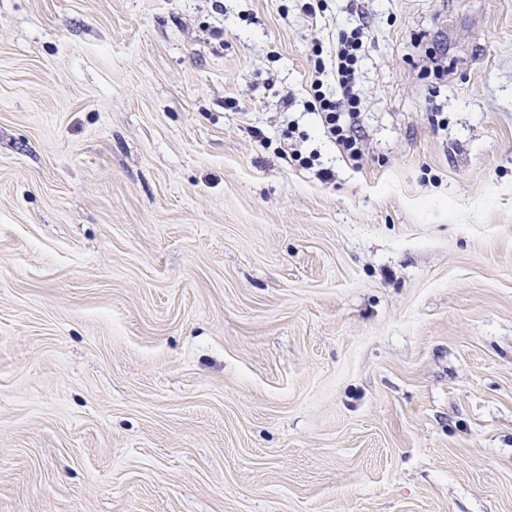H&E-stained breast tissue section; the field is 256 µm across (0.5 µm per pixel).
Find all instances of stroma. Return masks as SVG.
Returning a JSON list of instances; mask_svg holds the SVG:
<instances>
[{
  "label": "stroma",
  "mask_w": 512,
  "mask_h": 512,
  "mask_svg": "<svg viewBox=\"0 0 512 512\" xmlns=\"http://www.w3.org/2000/svg\"><path fill=\"white\" fill-rule=\"evenodd\" d=\"M307 2L0 0V512H512V0H367L357 165Z\"/></svg>",
  "instance_id": "35a3bbf8"
}]
</instances>
